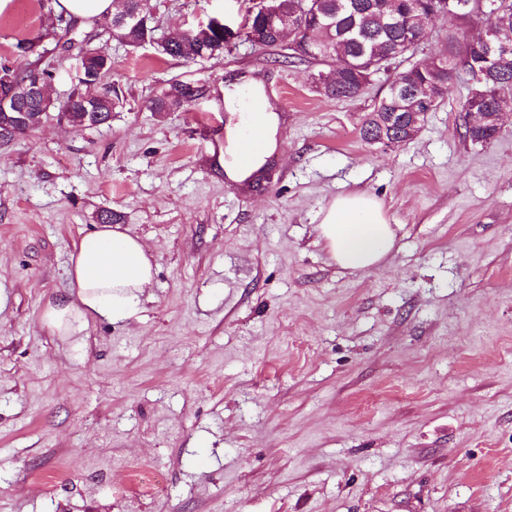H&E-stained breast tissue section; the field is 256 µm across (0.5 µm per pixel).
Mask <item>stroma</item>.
I'll return each instance as SVG.
<instances>
[{
	"mask_svg": "<svg viewBox=\"0 0 512 512\" xmlns=\"http://www.w3.org/2000/svg\"><path fill=\"white\" fill-rule=\"evenodd\" d=\"M254 0H149L156 37L216 17L228 50L191 64L133 50L111 19L108 124L50 117L0 145V512H512V115L463 139L465 84L410 142L358 129L381 82L330 100L319 65L242 38ZM37 0L0 13V66L39 39L61 103L75 51ZM206 93L151 112L172 79ZM279 86L273 179L227 178L224 93ZM378 198L385 261L341 270L317 241L337 195ZM156 266L131 317L50 335L70 254L101 211Z\"/></svg>",
	"mask_w": 512,
	"mask_h": 512,
	"instance_id": "stroma-1",
	"label": "stroma"
}]
</instances>
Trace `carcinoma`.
Wrapping results in <instances>:
<instances>
[{
    "instance_id": "obj_1",
    "label": "carcinoma",
    "mask_w": 512,
    "mask_h": 512,
    "mask_svg": "<svg viewBox=\"0 0 512 512\" xmlns=\"http://www.w3.org/2000/svg\"><path fill=\"white\" fill-rule=\"evenodd\" d=\"M407 0H270V4L278 11L290 16L303 11L311 14V20L302 25L298 21L288 23V30L294 32V38L304 41L306 30L316 26L317 39L312 52H297V55L320 61L329 66L337 67L336 78L324 84L322 95L331 100H344L357 95L369 80L360 78V70L372 69L371 77L385 75L384 84L391 86L396 81L411 84L420 91L426 86L438 88L437 99L431 105L436 110L449 97L461 76L471 73L473 80L467 91L478 92L479 98L470 96L460 102L462 118V137L474 144L489 145L496 135L486 129L472 128L468 122V112H493L505 101L512 102V54L503 60L494 79L482 78L480 72V43L469 40L465 35L469 20L459 22L458 27L448 30L445 40L438 52L422 70L417 68L418 61L414 56L420 41L408 40L410 32L402 23L387 25V15L403 14ZM483 5V12L494 18L493 28L496 33L512 41V0H475ZM123 9L137 15V24L116 29L118 37L126 46L135 50L145 43H156L158 52L172 59L192 63L200 59L210 58L224 53L230 38L224 31L212 24H201L195 28L155 41V29L149 25L148 0H123ZM41 15L47 21L45 34L56 33L55 25L64 26L69 31L72 23L59 16L54 17L52 0H40ZM259 35L255 46L267 49L276 46L279 34L272 31V26L259 12L248 14L245 24V37L253 41V35ZM407 43L401 58L407 62L402 68H391L388 52L395 42ZM81 66L83 74L72 93L59 106L58 120L72 125L84 124L96 126L98 122L88 118L86 106L100 104L105 112L101 123L105 124L112 117L117 107L118 95L109 91H100L103 78L111 68L109 55L100 48L81 50ZM10 75L17 85L48 84L53 79L52 71L39 68L36 63H29L21 69H0ZM112 96L110 106L102 105L103 98L99 93ZM202 94V88L190 82L176 80L151 102L153 112H176L189 106ZM52 103H44L31 99L23 105L19 112H0V131L7 126L17 130V135H24L41 126L49 117Z\"/></svg>"
}]
</instances>
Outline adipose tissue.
I'll return each mask as SVG.
<instances>
[{"mask_svg": "<svg viewBox=\"0 0 512 512\" xmlns=\"http://www.w3.org/2000/svg\"><path fill=\"white\" fill-rule=\"evenodd\" d=\"M245 126L260 130L262 152L246 165H225L231 179H248L261 167L264 155L277 147L278 117L267 109L260 94L237 105ZM318 241L342 269L362 272L378 266L394 246L395 231L382 203L365 192L336 196L322 211ZM154 264L143 241L120 225L104 224L85 234L71 253L67 267L69 287L48 304L43 324L57 336L72 335L90 320L125 319L138 309L154 280Z\"/></svg>", "mask_w": 512, "mask_h": 512, "instance_id": "1", "label": "adipose tissue"}]
</instances>
